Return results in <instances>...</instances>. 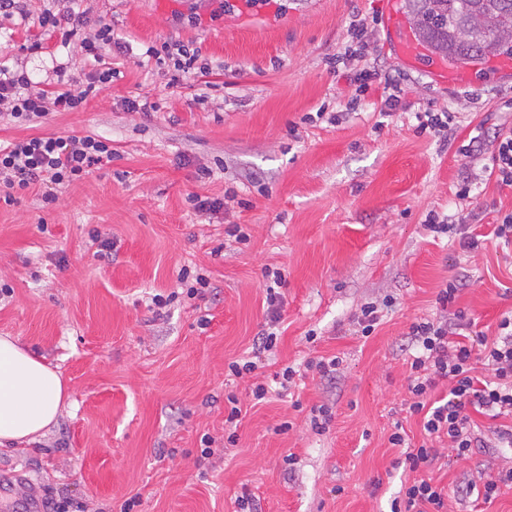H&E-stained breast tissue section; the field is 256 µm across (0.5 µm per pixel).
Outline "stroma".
<instances>
[{
	"label": "stroma",
	"instance_id": "obj_1",
	"mask_svg": "<svg viewBox=\"0 0 512 512\" xmlns=\"http://www.w3.org/2000/svg\"><path fill=\"white\" fill-rule=\"evenodd\" d=\"M86 33L110 23L103 59L117 76L78 112L42 122L0 120V141L35 135L102 136L112 160L63 187L50 207L41 188L15 205L0 201V334L20 337L58 366L73 404L41 444L0 447V506L33 482L43 504L68 512H390L415 476L449 493L448 512H512V486L492 503L456 498L461 482L512 464L486 434L470 459L439 458L414 474L388 438L402 421L412 445L420 417L406 416L404 363L412 322L432 316L446 281L467 274L455 309L492 337L512 310V247L491 240L512 188L489 179L493 129H512V76L439 82L430 67L403 63L385 24L372 26L370 54L400 74L407 91L394 115L374 82L346 111L355 84L335 60L351 16L384 15L381 0H269L215 16V0H71ZM173 38L199 47L209 76L178 75L147 56ZM42 42L38 54L20 51ZM82 65L78 42L0 17V64L52 82L54 63ZM148 98L158 111L128 108ZM325 118H318L319 110ZM420 112L455 116L449 141L416 132ZM339 114L330 122V114ZM478 140V161L459 149ZM468 171V199L455 195ZM236 194L234 208L199 213L187 201ZM473 216L477 250L433 238L428 211ZM240 224L239 244L226 233ZM282 269L284 312L264 373L313 357L340 356L335 379H304L253 404L249 379L230 362L251 355L268 322L263 270ZM202 274L203 297L181 291ZM167 296L155 307L153 295ZM375 332L354 333L362 304L382 303ZM242 408L236 444L224 442V402ZM331 406L316 434L311 407ZM288 423L284 432L275 427ZM213 438L216 453L201 448ZM296 464H287V455ZM132 510H125V503Z\"/></svg>",
	"mask_w": 512,
	"mask_h": 512
}]
</instances>
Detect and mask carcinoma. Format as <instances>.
I'll return each instance as SVG.
<instances>
[{"instance_id":"1","label":"carcinoma","mask_w":512,"mask_h":512,"mask_svg":"<svg viewBox=\"0 0 512 512\" xmlns=\"http://www.w3.org/2000/svg\"><path fill=\"white\" fill-rule=\"evenodd\" d=\"M417 39L456 66L512 56V0H404Z\"/></svg>"}]
</instances>
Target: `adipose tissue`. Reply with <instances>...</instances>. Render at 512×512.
Returning <instances> with one entry per match:
<instances>
[{
  "mask_svg": "<svg viewBox=\"0 0 512 512\" xmlns=\"http://www.w3.org/2000/svg\"><path fill=\"white\" fill-rule=\"evenodd\" d=\"M69 400L56 369L17 338L0 336L1 447L39 442Z\"/></svg>",
  "mask_w": 512,
  "mask_h": 512,
  "instance_id": "obj_1",
  "label": "adipose tissue"
}]
</instances>
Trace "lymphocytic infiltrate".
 Segmentation results:
<instances>
[{
	"label": "lymphocytic infiltrate",
	"instance_id": "lymphocytic-infiltrate-1",
	"mask_svg": "<svg viewBox=\"0 0 512 512\" xmlns=\"http://www.w3.org/2000/svg\"><path fill=\"white\" fill-rule=\"evenodd\" d=\"M36 19L45 31L60 32L63 42L79 39L84 64L59 89L40 87L25 70L12 72L0 67V106L5 108L7 117L22 124L39 121L53 112L80 111L88 98L109 88L113 78L111 69L99 66L103 51L112 44L109 23L98 22L94 34L86 36L82 33V15L48 8ZM350 36L349 44L336 58L337 63L351 62L359 68L355 96L348 101V108H355L359 100L366 98L371 78L380 75L390 90L384 101L385 111L393 113L405 92L401 77L383 71L371 61L362 20L351 22ZM111 158V140L99 136H30L0 143V201L18 203L23 193L39 184L43 187V204H52L56 189L87 178L96 166ZM264 277L268 327L252 357L229 365L231 375L252 378L251 396L257 404L266 401L272 384L287 390L300 372L325 378L335 375L342 364L337 356L320 357L307 360L300 369L283 368L273 382L259 379L261 356L276 347L277 326L284 307L279 291L284 282L281 269L266 268ZM463 285L460 277L447 281L437 295L440 314L410 326V397L405 404L410 413L421 416L425 438L420 445L411 446L404 427L397 423L389 442L406 449L404 464L413 472L431 466L445 450L459 460L470 458L478 441L477 419L481 416L496 421L494 433L499 444L512 447V425L504 423L505 418H512V311L502 316L495 339L473 332L472 320L466 319L464 312L451 309ZM442 380L448 384L446 400L430 401L431 390ZM446 507L442 488L421 478L406 486L402 501L393 502L391 512H446Z\"/></svg>",
	"mask_w": 512,
	"mask_h": 512
}]
</instances>
